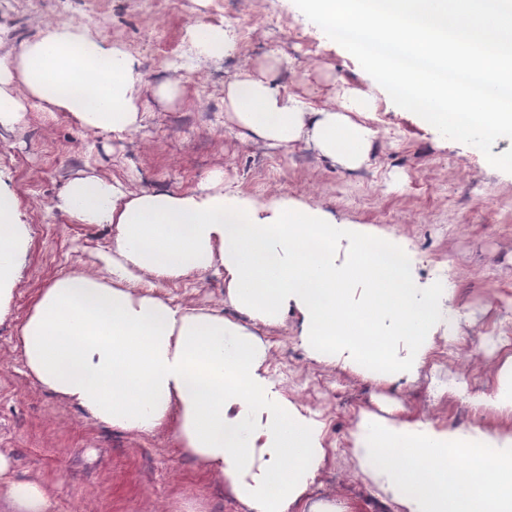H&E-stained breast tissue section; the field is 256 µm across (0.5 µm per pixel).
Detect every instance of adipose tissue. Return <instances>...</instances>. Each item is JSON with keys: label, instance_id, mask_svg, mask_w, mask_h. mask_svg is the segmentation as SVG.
<instances>
[{"label": "adipose tissue", "instance_id": "1", "mask_svg": "<svg viewBox=\"0 0 512 512\" xmlns=\"http://www.w3.org/2000/svg\"><path fill=\"white\" fill-rule=\"evenodd\" d=\"M138 68L82 26L46 27L0 59V128L46 103L87 132H134L144 109ZM226 100L252 139L278 147L307 139L348 166L367 156L370 127L333 108L310 119L248 72L228 85ZM54 207L117 234L94 269L62 275L40 294L20 327L29 372L98 422L145 435L171 429L251 512H288L301 498L325 457L323 425L289 401L256 333L222 310L170 303L162 288L223 271L229 301L252 320L274 325L297 311L320 361L374 381L412 379L453 316L447 288L421 279L404 238L285 195L258 199L219 173L179 194L75 177ZM30 241L0 172V319ZM351 444L399 512H512V429L363 413ZM8 471L0 455V512H48V488Z\"/></svg>", "mask_w": 512, "mask_h": 512}]
</instances>
